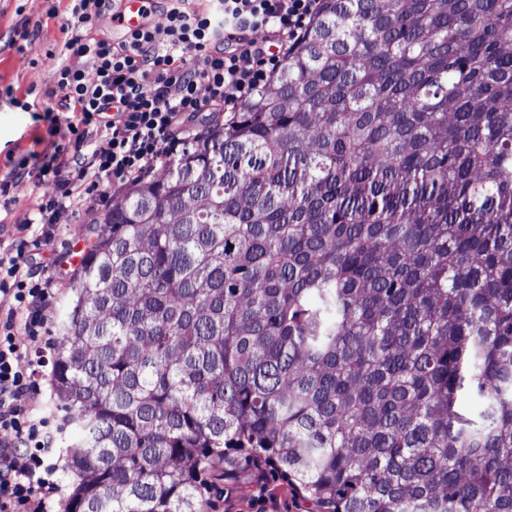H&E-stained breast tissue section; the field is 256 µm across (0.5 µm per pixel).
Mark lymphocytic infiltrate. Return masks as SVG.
Here are the masks:
<instances>
[{"label":"lymphocytic infiltrate","instance_id":"1","mask_svg":"<svg viewBox=\"0 0 512 512\" xmlns=\"http://www.w3.org/2000/svg\"><path fill=\"white\" fill-rule=\"evenodd\" d=\"M321 0H208L191 9L168 0L165 42L152 27L117 45L104 39L77 44L86 66L58 69L69 90L65 110L75 150L35 155L33 167L53 189L34 217L0 239V293L14 303L0 313V512H48L58 491L50 464L59 427L20 396L46 379L44 346L52 321L58 261H39L31 243L51 237L77 212L94 213L107 187L149 176L159 162L178 157L196 137L204 112L241 111L299 42ZM27 339L20 347L19 339Z\"/></svg>","mask_w":512,"mask_h":512}]
</instances>
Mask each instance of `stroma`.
<instances>
[{"label":"stroma","instance_id":"stroma-1","mask_svg":"<svg viewBox=\"0 0 512 512\" xmlns=\"http://www.w3.org/2000/svg\"><path fill=\"white\" fill-rule=\"evenodd\" d=\"M71 5V0H0V38L23 23L35 32L22 50H0V182L9 180L14 164L47 146L72 144L66 123L53 128L37 120L35 113L46 107L60 109L64 103L68 90L59 84L57 69L85 63L84 57L67 49V41L111 37L115 0H102L99 15L87 26L75 24ZM50 188L35 173L12 182L8 195L0 196V231L9 235L27 223L33 204ZM93 221V216L82 215L60 225L52 237L39 242L37 255L48 259L72 250L76 241H89ZM261 474L278 512H326L293 477L272 465L258 471L255 461L248 459L230 468H208L202 476V512H255L256 480Z\"/></svg>","mask_w":512,"mask_h":512}]
</instances>
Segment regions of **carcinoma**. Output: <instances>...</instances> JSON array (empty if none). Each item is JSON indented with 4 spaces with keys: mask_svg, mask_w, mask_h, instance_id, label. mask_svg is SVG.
<instances>
[{
    "mask_svg": "<svg viewBox=\"0 0 512 512\" xmlns=\"http://www.w3.org/2000/svg\"><path fill=\"white\" fill-rule=\"evenodd\" d=\"M98 223L53 368L67 512H201L242 455L332 512H512V0H321Z\"/></svg>",
    "mask_w": 512,
    "mask_h": 512,
    "instance_id": "carcinoma-1",
    "label": "carcinoma"
}]
</instances>
